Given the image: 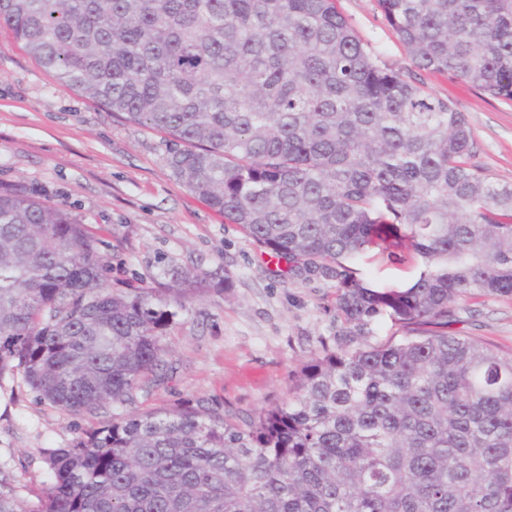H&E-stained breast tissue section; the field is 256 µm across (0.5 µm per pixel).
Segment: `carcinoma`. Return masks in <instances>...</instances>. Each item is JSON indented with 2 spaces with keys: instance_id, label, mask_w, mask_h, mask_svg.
<instances>
[{
  "instance_id": "carcinoma-1",
  "label": "carcinoma",
  "mask_w": 512,
  "mask_h": 512,
  "mask_svg": "<svg viewBox=\"0 0 512 512\" xmlns=\"http://www.w3.org/2000/svg\"><path fill=\"white\" fill-rule=\"evenodd\" d=\"M376 2L414 67L512 101V0ZM0 25L62 86L167 134L172 176L296 280L335 281L348 325L287 402L126 413L164 381L184 299L232 275L167 266L114 292L98 229L0 190V380L72 416L112 406L46 450L27 512H512V349L447 331L457 301L512 297V183L462 113L336 0H0ZM397 245L419 277L377 288L356 263ZM384 315L405 335L372 343ZM0 512H22L1 478Z\"/></svg>"
}]
</instances>
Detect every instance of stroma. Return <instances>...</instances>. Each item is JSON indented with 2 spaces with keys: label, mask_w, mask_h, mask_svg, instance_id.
<instances>
[{
  "label": "stroma",
  "mask_w": 512,
  "mask_h": 512,
  "mask_svg": "<svg viewBox=\"0 0 512 512\" xmlns=\"http://www.w3.org/2000/svg\"><path fill=\"white\" fill-rule=\"evenodd\" d=\"M377 58L410 73L424 90L461 112L491 176L512 182V105L451 74L415 69L376 0H338ZM162 132L128 122L58 84L0 26V189L17 185L99 226L112 264L109 288L154 285L161 266L225 269L233 286L187 303L167 332L168 382L137 390L131 410L178 402L246 415L288 400L303 365L344 340L336 291L314 272L295 283L287 263L260 250L243 230L175 181ZM357 266L378 286L404 288L421 267L407 254L366 256ZM452 334L512 348V298L458 302ZM103 415L78 418L35 401L21 378L0 381V478L22 506L48 483L47 448L69 446Z\"/></svg>",
  "instance_id": "1"
}]
</instances>
